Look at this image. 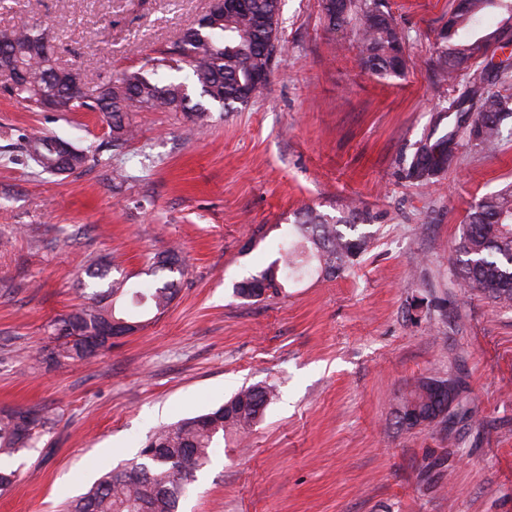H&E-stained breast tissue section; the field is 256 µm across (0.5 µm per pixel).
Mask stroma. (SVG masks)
<instances>
[{
    "label": "stroma",
    "mask_w": 512,
    "mask_h": 512,
    "mask_svg": "<svg viewBox=\"0 0 512 512\" xmlns=\"http://www.w3.org/2000/svg\"><path fill=\"white\" fill-rule=\"evenodd\" d=\"M210 0H0V30L63 22L56 62L86 80L178 41ZM453 0H383L405 36L403 77L362 64L358 29L328 28L321 0H282L269 80L248 105L136 112L108 150L96 112H30L0 93V409L55 423L12 466L0 512H65L153 431L218 408L241 387L276 397L224 441L180 512H512V307L462 288L454 240L472 204L512 183V119L497 151L453 134L438 34ZM87 150L85 167L23 164L21 134ZM453 134L456 162L430 185L408 172ZM124 169V180L111 172ZM369 235L358 264L259 298L236 285L277 257L303 209ZM178 247L184 271L151 270ZM176 281L168 311L80 362L56 363L50 323L82 303L88 273ZM426 379L463 386L471 415L400 424Z\"/></svg>",
    "instance_id": "35a3bbf8"
}]
</instances>
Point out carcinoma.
Here are the masks:
<instances>
[{
	"label": "carcinoma",
	"mask_w": 512,
	"mask_h": 512,
	"mask_svg": "<svg viewBox=\"0 0 512 512\" xmlns=\"http://www.w3.org/2000/svg\"><path fill=\"white\" fill-rule=\"evenodd\" d=\"M279 2L248 0L241 10L210 11L184 33L188 49L177 43L158 56L142 58L140 66L117 76L101 72L94 85L82 92L48 80L63 24L22 22L9 32L0 31V45L25 71V84L6 86L3 92L30 112H43L47 105L55 112H100L116 148L134 136L131 112H185L192 129L198 130L208 122L210 105L226 109L259 95L261 87L252 82V75L271 65L268 48L279 42ZM491 7L507 14L503 24L480 37L468 36ZM323 12L333 29L359 22L361 58L377 78L404 75L405 37L392 16L381 10L379 0H323ZM508 36H512V0H456L440 34L439 74L453 82L468 74L467 90L450 109L461 114L458 127L465 129L468 142L487 154L497 150L502 125L512 119V95L492 89L512 82V64L473 72L470 66ZM182 71L192 77L200 100L192 101L189 84L177 77ZM57 141L58 136L45 132L25 134L21 153L41 172L55 174ZM453 161L445 139L438 151L423 150L413 158L409 176L422 185L434 183ZM341 223L314 210L302 212L278 246L279 258L240 283L237 294L254 297L255 282L260 279L288 283L314 268L334 275L354 265L370 238L345 235L338 229ZM455 253L460 257L463 287L498 305L512 306V184L483 196L471 208ZM176 292L173 280L139 286L114 280L92 291L86 303L53 320L56 356L83 360L95 355L85 345L86 333L115 319L129 320L130 308L142 315L160 316ZM440 384V380L420 382L405 398L404 407L429 424L438 415H447L448 393L434 390ZM274 397L267 386L243 387L214 410L158 428L136 459L103 474L87 493L69 503L68 512H178L184 486L211 463L224 436L251 428ZM51 425L52 419L35 409H0V491L16 478L15 471L5 467L8 459L32 447L38 430Z\"/></svg>",
	"instance_id": "obj_1"
}]
</instances>
